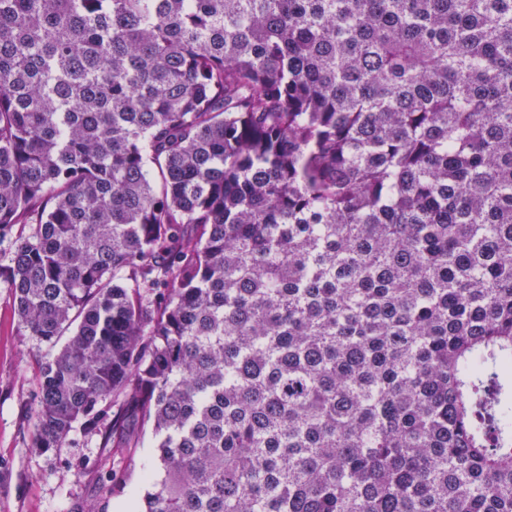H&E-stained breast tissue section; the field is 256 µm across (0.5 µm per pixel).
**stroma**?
Masks as SVG:
<instances>
[{
	"label": "stroma",
	"instance_id": "stroma-1",
	"mask_svg": "<svg viewBox=\"0 0 512 512\" xmlns=\"http://www.w3.org/2000/svg\"><path fill=\"white\" fill-rule=\"evenodd\" d=\"M52 348L19 335L8 289L0 287V512H138L145 476L158 467L151 430L139 444L116 455L100 435L75 429L62 447L41 452L30 446L35 385L31 354ZM121 483L111 487V474Z\"/></svg>",
	"mask_w": 512,
	"mask_h": 512
}]
</instances>
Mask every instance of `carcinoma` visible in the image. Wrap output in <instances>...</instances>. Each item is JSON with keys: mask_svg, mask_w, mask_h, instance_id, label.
<instances>
[{"mask_svg": "<svg viewBox=\"0 0 512 512\" xmlns=\"http://www.w3.org/2000/svg\"><path fill=\"white\" fill-rule=\"evenodd\" d=\"M0 284L142 512H512V0H0Z\"/></svg>", "mask_w": 512, "mask_h": 512, "instance_id": "obj_1", "label": "carcinoma"}]
</instances>
